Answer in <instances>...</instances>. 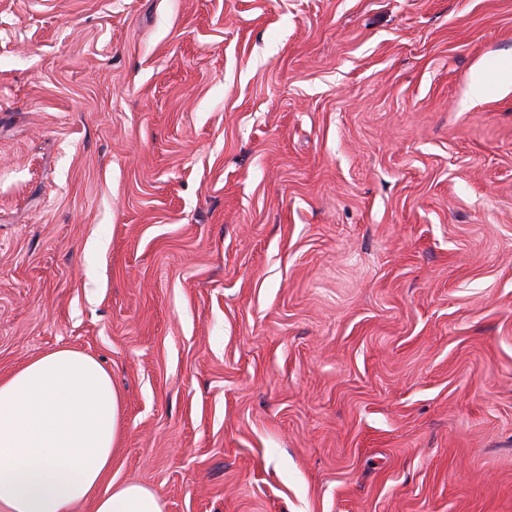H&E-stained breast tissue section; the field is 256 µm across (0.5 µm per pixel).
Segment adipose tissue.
Segmentation results:
<instances>
[{
    "instance_id": "obj_1",
    "label": "adipose tissue",
    "mask_w": 512,
    "mask_h": 512,
    "mask_svg": "<svg viewBox=\"0 0 512 512\" xmlns=\"http://www.w3.org/2000/svg\"><path fill=\"white\" fill-rule=\"evenodd\" d=\"M120 395L94 358L61 348L0 381V512H163L150 488L102 487L112 467Z\"/></svg>"
}]
</instances>
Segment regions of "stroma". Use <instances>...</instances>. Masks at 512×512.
<instances>
[{"instance_id":"obj_1","label":"stroma","mask_w":512,"mask_h":512,"mask_svg":"<svg viewBox=\"0 0 512 512\" xmlns=\"http://www.w3.org/2000/svg\"><path fill=\"white\" fill-rule=\"evenodd\" d=\"M512 0H0V379L122 395L164 512H512ZM508 68L512 70V61L505 64L481 65L473 73L469 87V94L473 98L482 97L490 82L498 76L501 69Z\"/></svg>"}]
</instances>
